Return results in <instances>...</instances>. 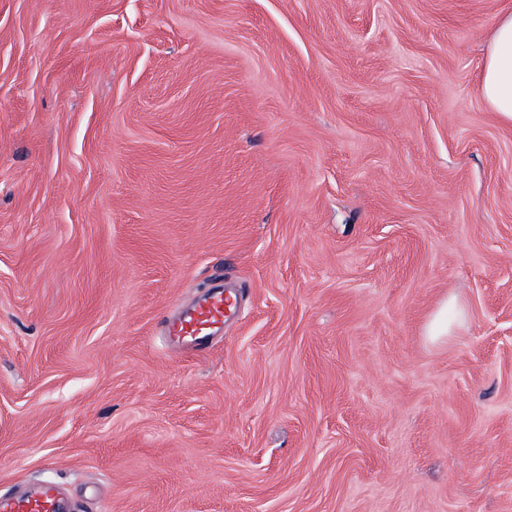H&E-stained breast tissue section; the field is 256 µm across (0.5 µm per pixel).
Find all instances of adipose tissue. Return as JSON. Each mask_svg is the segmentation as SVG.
Instances as JSON below:
<instances>
[{"instance_id": "obj_1", "label": "adipose tissue", "mask_w": 512, "mask_h": 512, "mask_svg": "<svg viewBox=\"0 0 512 512\" xmlns=\"http://www.w3.org/2000/svg\"><path fill=\"white\" fill-rule=\"evenodd\" d=\"M479 91L489 109L512 124V12L500 14L493 25Z\"/></svg>"}]
</instances>
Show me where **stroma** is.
<instances>
[{
	"label": "stroma",
	"instance_id": "stroma-1",
	"mask_svg": "<svg viewBox=\"0 0 512 512\" xmlns=\"http://www.w3.org/2000/svg\"><path fill=\"white\" fill-rule=\"evenodd\" d=\"M508 11L0 0V490L512 512V125L478 88ZM218 272L237 317L174 349ZM467 321L465 307L456 299L441 302L426 326V336L432 341L448 339L464 327Z\"/></svg>",
	"mask_w": 512,
	"mask_h": 512
}]
</instances>
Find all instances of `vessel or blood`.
Instances as JSON below:
<instances>
[{"instance_id":"vessel-or-blood-1","label":"vessel or blood","mask_w":512,"mask_h":512,"mask_svg":"<svg viewBox=\"0 0 512 512\" xmlns=\"http://www.w3.org/2000/svg\"><path fill=\"white\" fill-rule=\"evenodd\" d=\"M235 307V294L227 287L223 275H215L201 296L168 321L166 335L178 348L203 351L223 335L226 317ZM0 512H78V509L64 501L55 483L41 481L21 494L0 492Z\"/></svg>"}]
</instances>
